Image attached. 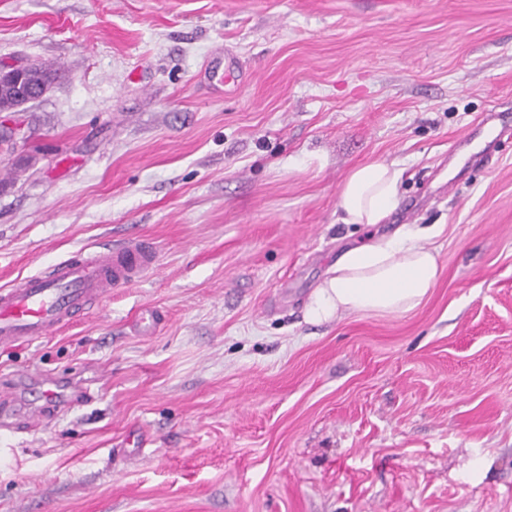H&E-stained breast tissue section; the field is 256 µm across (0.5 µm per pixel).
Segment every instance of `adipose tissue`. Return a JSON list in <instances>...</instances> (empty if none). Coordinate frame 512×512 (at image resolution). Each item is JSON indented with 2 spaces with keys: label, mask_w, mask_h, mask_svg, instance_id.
Masks as SVG:
<instances>
[{
  "label": "adipose tissue",
  "mask_w": 512,
  "mask_h": 512,
  "mask_svg": "<svg viewBox=\"0 0 512 512\" xmlns=\"http://www.w3.org/2000/svg\"><path fill=\"white\" fill-rule=\"evenodd\" d=\"M402 171L396 163L374 161L352 169L339 191L340 220L373 226L397 207ZM421 231L404 228L345 250L331 275L316 290L308 311L325 321L340 313L378 315L416 309L438 277L435 252Z\"/></svg>",
  "instance_id": "adipose-tissue-1"
}]
</instances>
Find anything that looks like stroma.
<instances>
[{
	"label": "stroma",
	"mask_w": 512,
	"mask_h": 512,
	"mask_svg": "<svg viewBox=\"0 0 512 512\" xmlns=\"http://www.w3.org/2000/svg\"><path fill=\"white\" fill-rule=\"evenodd\" d=\"M0 287L151 239L157 266L0 349V512H512V0H0ZM439 226L404 314L307 308L368 229ZM161 317L148 336L139 317ZM93 397L40 427L35 374ZM59 69L32 65L23 67L19 72H4L0 74V111H9L23 103L42 95L59 77ZM22 88L31 92H40L32 95L29 92L19 98ZM402 170L396 163L374 161L352 169L339 191L340 221L382 224L397 207Z\"/></svg>",
	"instance_id": "35a3bbf8"
}]
</instances>
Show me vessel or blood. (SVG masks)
Instances as JSON below:
<instances>
[{"label": "vessel or blood", "instance_id": "1", "mask_svg": "<svg viewBox=\"0 0 512 512\" xmlns=\"http://www.w3.org/2000/svg\"><path fill=\"white\" fill-rule=\"evenodd\" d=\"M157 252L145 238L100 248L82 258L63 259L49 270L0 289V348L52 336L80 313L105 301L113 289L154 269ZM56 378H42L41 397L47 402L80 403L83 390L63 394Z\"/></svg>", "mask_w": 512, "mask_h": 512}]
</instances>
